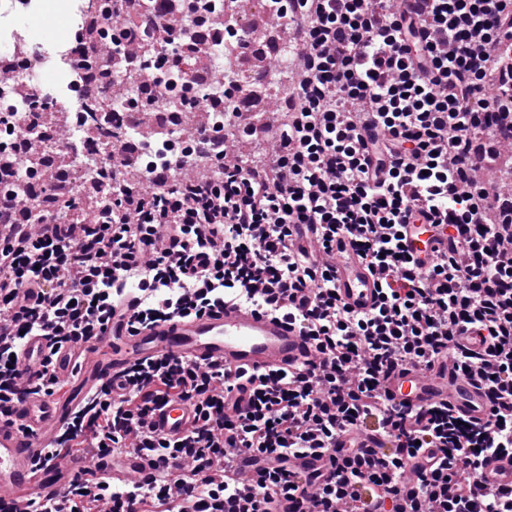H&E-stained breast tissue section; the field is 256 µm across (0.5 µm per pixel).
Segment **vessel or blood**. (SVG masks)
I'll use <instances>...</instances> for the list:
<instances>
[{
	"label": "vessel or blood",
	"instance_id": "vessel-or-blood-1",
	"mask_svg": "<svg viewBox=\"0 0 512 512\" xmlns=\"http://www.w3.org/2000/svg\"><path fill=\"white\" fill-rule=\"evenodd\" d=\"M336 287L354 310L365 311L377 299L378 279L358 260L346 240H338ZM42 335L29 337L19 349L22 370L36 377L45 363H52L61 384L53 394H29L0 415V498L15 512H27L34 496L55 498L75 479L87 478L88 465L75 452L50 451L59 430L85 396L101 385L115 381L131 365L171 354L197 363H220L233 373H258L304 363L312 355L310 340L282 317L241 306H226L199 316L156 322L133 332L126 316L113 318L100 336L81 347L50 351ZM393 401L426 406L446 401L464 412L479 416L485 401L469 380L424 377L413 371H398L388 386ZM192 418L190 409L171 400L158 411L152 423L158 432L180 438ZM151 461L129 454L122 468L103 460L100 473L118 482L151 473ZM485 483L512 484V460L491 459L483 469Z\"/></svg>",
	"mask_w": 512,
	"mask_h": 512
}]
</instances>
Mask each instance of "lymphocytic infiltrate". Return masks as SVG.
Here are the masks:
<instances>
[{
  "instance_id": "1",
  "label": "lymphocytic infiltrate",
  "mask_w": 512,
  "mask_h": 512,
  "mask_svg": "<svg viewBox=\"0 0 512 512\" xmlns=\"http://www.w3.org/2000/svg\"><path fill=\"white\" fill-rule=\"evenodd\" d=\"M392 2L288 0L294 81L266 164L228 159L233 117L199 131L212 164L193 180L177 181L187 161L175 153L129 184L113 142L96 168L109 198L77 224L52 182L25 206L19 156L0 155V405L57 389L53 369L32 381L12 364L26 335L43 332L55 348L88 341L127 301L134 331L232 304L288 319L315 349L305 364L242 381L171 355L132 365L120 393L87 396L55 448L92 464L135 448L155 473L78 479L61 498L34 497L31 512H512V486L482 480L490 458L512 457V198L479 179L512 143L501 50L512 0ZM139 7L119 0L94 15L95 38L77 35L103 71L114 15ZM178 9L181 23L143 59L144 83L162 94L193 30L223 28L196 0ZM421 222L440 244L425 268L401 236ZM341 236L379 278L369 311L337 291L328 257ZM25 288L38 289L35 301H21ZM447 364L484 393L485 417L390 401L396 370ZM172 398L193 412L176 440L151 423ZM375 436L387 447H366ZM241 449L257 474L248 487ZM303 454L331 464L299 471Z\"/></svg>"
}]
</instances>
